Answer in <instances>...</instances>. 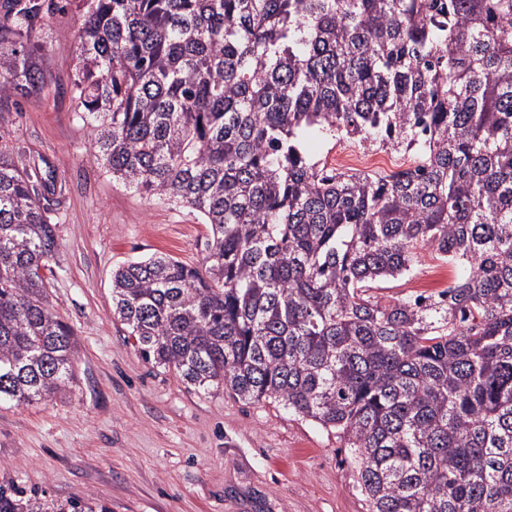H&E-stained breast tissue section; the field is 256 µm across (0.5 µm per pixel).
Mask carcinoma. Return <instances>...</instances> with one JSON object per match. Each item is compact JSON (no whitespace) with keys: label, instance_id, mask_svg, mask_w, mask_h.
Masks as SVG:
<instances>
[{"label":"carcinoma","instance_id":"1","mask_svg":"<svg viewBox=\"0 0 512 512\" xmlns=\"http://www.w3.org/2000/svg\"><path fill=\"white\" fill-rule=\"evenodd\" d=\"M73 92L112 181L198 213L201 263L112 271V316L196 390L272 400L345 442L368 512H512V0H77ZM0 0V104L51 79ZM407 154L326 170L306 138ZM0 142V403L66 399L56 225ZM436 296L371 294L421 253ZM0 512H111L0 483Z\"/></svg>","mask_w":512,"mask_h":512}]
</instances>
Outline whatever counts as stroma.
Here are the masks:
<instances>
[{"instance_id":"1","label":"stroma","mask_w":512,"mask_h":512,"mask_svg":"<svg viewBox=\"0 0 512 512\" xmlns=\"http://www.w3.org/2000/svg\"><path fill=\"white\" fill-rule=\"evenodd\" d=\"M79 12L36 30L49 92L0 105V136L54 180L56 264L48 293L73 328L65 401L0 405V479L58 498L91 493L112 512H367L344 441L278 403L197 392L152 368L112 317V272L167 254L194 266L198 214L113 182L89 152L72 92ZM439 264L422 257L375 296L415 295Z\"/></svg>"}]
</instances>
